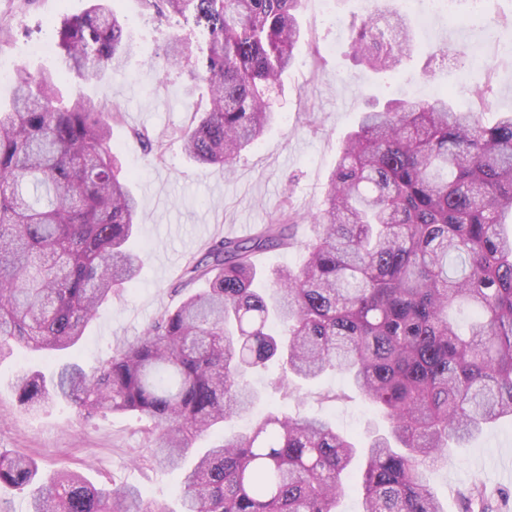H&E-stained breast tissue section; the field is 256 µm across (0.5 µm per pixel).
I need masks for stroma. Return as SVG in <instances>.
Instances as JSON below:
<instances>
[{
	"mask_svg": "<svg viewBox=\"0 0 512 512\" xmlns=\"http://www.w3.org/2000/svg\"><path fill=\"white\" fill-rule=\"evenodd\" d=\"M91 0H0V25L15 38L0 45V61L34 71H55V31L83 15ZM132 40L130 53L104 79L80 83V93L122 114L112 128L114 152L131 178L140 203V232L134 247L144 256L140 275L115 294L76 350L80 365L93 370L116 346L135 341L166 309L179 305L177 278L186 259L220 237L248 236L280 211L297 214V239L315 232L309 217L324 196L342 142L354 129L368 98L403 97L402 84L433 68L428 86L447 92L452 103L494 123L512 112V56L501 50L512 41V0H486L482 13H427L406 10L414 50L400 69L378 74L355 62L351 39L360 23L356 0H336L331 17L316 0H303L305 41L275 94L278 120L242 153L232 174L189 160L170 131L189 121L200 97L191 94L186 72L164 68V49L175 30L152 21L140 0H110ZM49 44L46 53L38 52ZM481 63H473L475 52ZM487 88L478 99L475 87ZM166 139L163 160L147 155L135 131ZM57 358L25 352L0 362V450L34 457L45 473L80 470L100 484L133 485L152 505L173 504L182 473L151 465L143 424L129 414L80 418L66 404L27 411L20 406L15 379L20 370H48ZM272 367L253 376L259 409L278 406L292 414L330 418L359 442H366L380 417L336 374L305 385L292 397L274 387ZM433 489L446 512H460V497L476 484L512 491V427L493 429L458 449L453 466L435 471Z\"/></svg>",
	"mask_w": 512,
	"mask_h": 512,
	"instance_id": "1",
	"label": "stroma"
}]
</instances>
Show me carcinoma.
<instances>
[{
  "label": "carcinoma",
  "instance_id": "1",
  "mask_svg": "<svg viewBox=\"0 0 512 512\" xmlns=\"http://www.w3.org/2000/svg\"><path fill=\"white\" fill-rule=\"evenodd\" d=\"M158 24L189 30L166 66L207 89V106L173 130L201 165L234 160L276 119L267 91L296 59L302 0H141ZM60 69L13 73L0 104V360L17 349L75 350L142 259L129 246L138 203L115 163L112 125L67 77L98 79L131 51L109 0L57 31ZM351 48L390 73L412 51L405 15L371 5ZM512 113L493 126L442 95L360 113L339 152L304 260L263 275L254 257L298 245L285 212L242 239L187 259L180 305L86 371L75 361L25 371L20 405L65 402L79 416L149 419L153 463L183 470L177 506L135 486L44 474L0 452V485L28 491L29 512H338L362 460L359 512H443L431 474L496 424L512 423ZM206 287L190 291L197 282ZM276 364L303 380L345 373L390 423L361 448L319 416L268 408L249 429L195 444L252 412L246 380ZM465 512H493L472 488Z\"/></svg>",
  "mask_w": 512,
  "mask_h": 512
}]
</instances>
